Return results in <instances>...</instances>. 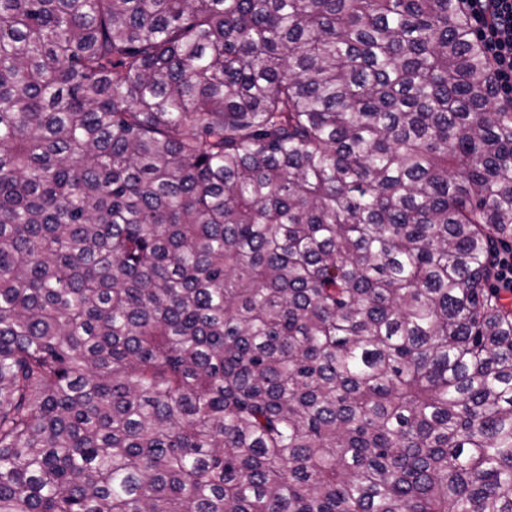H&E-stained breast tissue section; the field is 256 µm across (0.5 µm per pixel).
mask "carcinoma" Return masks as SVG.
I'll use <instances>...</instances> for the list:
<instances>
[{
	"mask_svg": "<svg viewBox=\"0 0 512 512\" xmlns=\"http://www.w3.org/2000/svg\"><path fill=\"white\" fill-rule=\"evenodd\" d=\"M509 240L456 0H0V512H512ZM512 247V242L506 246ZM494 288L502 296L512 295V248L499 252L494 264Z\"/></svg>",
	"mask_w": 512,
	"mask_h": 512,
	"instance_id": "1",
	"label": "carcinoma"
}]
</instances>
